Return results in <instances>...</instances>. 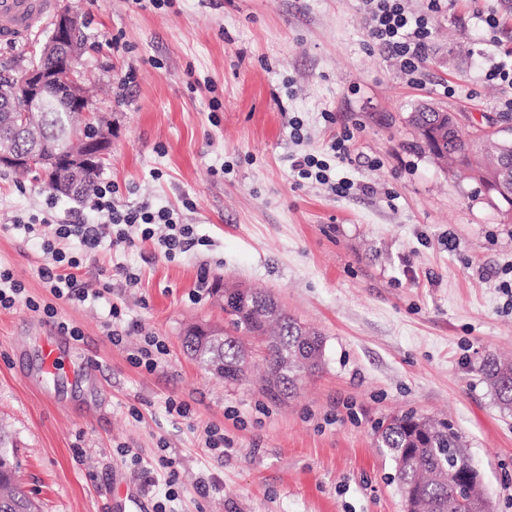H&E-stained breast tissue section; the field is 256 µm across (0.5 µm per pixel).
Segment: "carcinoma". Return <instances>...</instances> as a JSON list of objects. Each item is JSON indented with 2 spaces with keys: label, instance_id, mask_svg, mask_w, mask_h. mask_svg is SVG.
Masks as SVG:
<instances>
[{
  "label": "carcinoma",
  "instance_id": "cac0c4a2",
  "mask_svg": "<svg viewBox=\"0 0 512 512\" xmlns=\"http://www.w3.org/2000/svg\"><path fill=\"white\" fill-rule=\"evenodd\" d=\"M0 100L19 110L25 98L19 82L0 81ZM409 125L437 161L450 165L454 175L470 179L467 170L494 169L512 173V148H503L502 136L482 129L473 134L462 131L452 114L438 117L436 112H412ZM68 117L63 112H47L42 125L33 131H18L12 113L0 112V139L13 142L14 148L33 155L25 173L48 189L60 182L77 184L76 199L99 180L104 166L93 164L75 173L60 163L52 166L50 180L41 174V164L70 148L65 137ZM229 316L224 339L182 337L184 351L200 364L211 360L223 363L216 374L228 384L247 379L250 365L245 363L248 349L241 336L260 338L266 363L265 389L270 394L291 395L302 379L319 374L324 367L322 335L289 315L270 296L257 288L237 291L236 301L225 310ZM479 371L500 409L512 412V363L494 355L483 359ZM462 436L446 422H437L414 411L401 412L378 427L376 447L384 450L393 464L394 480L404 512H479L478 503L489 497L484 487H471L461 493L456 474L471 464L463 451ZM9 436L0 433V512H37L36 504L24 493L12 470Z\"/></svg>",
  "mask_w": 512,
  "mask_h": 512
}]
</instances>
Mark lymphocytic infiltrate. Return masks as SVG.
Masks as SVG:
<instances>
[{
	"mask_svg": "<svg viewBox=\"0 0 512 512\" xmlns=\"http://www.w3.org/2000/svg\"><path fill=\"white\" fill-rule=\"evenodd\" d=\"M368 21V36L397 60L401 71L417 78L423 70L432 40V22L444 7L445 0H427L425 13H411L405 0H361ZM349 135L333 138L327 152L305 153L293 158L291 170L301 180L324 186L336 195L347 194L353 187L349 179L332 177L334 164L350 161ZM115 183L99 182L88 203L93 220L82 214L59 216L52 194H45L39 208L14 217L12 230L42 241L45 261L38 268L43 288L52 297L51 303L40 304L24 297L25 286L15 278L11 268L0 265V308L9 309L26 302L32 311L56 319L55 301L81 304L100 298V291L90 289L79 275L89 264L98 263L102 240H110L113 249L134 247L136 241L151 242L165 258L172 259L194 247L205 245L193 225L183 222L172 208H153L151 204L126 205L119 201Z\"/></svg>",
	"mask_w": 512,
	"mask_h": 512,
	"instance_id": "f902f5d3",
	"label": "lymphocytic infiltrate"
}]
</instances>
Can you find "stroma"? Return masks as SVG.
Here are the masks:
<instances>
[{
    "mask_svg": "<svg viewBox=\"0 0 512 512\" xmlns=\"http://www.w3.org/2000/svg\"><path fill=\"white\" fill-rule=\"evenodd\" d=\"M70 4L84 18L91 110L112 123L104 179L127 204L181 210L207 243L171 261L148 242L122 254L101 244V261L138 285L115 273L92 304L54 302L82 331L70 358L93 362L92 380L39 385L38 339L52 322L22 302L0 309V421L41 512H156L163 455L178 471L169 512H403L374 438L407 410L448 419L494 512H512V412L476 371L486 355L512 359L500 289L512 283V221L436 163L406 121L428 103L466 128L501 122L512 91L482 79L473 0H449L417 83L369 38L359 0ZM346 128L352 160L336 175L351 193L297 183L290 156L325 150ZM44 192L0 170V263L42 303L39 240L3 226ZM218 283L264 289L317 330L323 371L275 397L259 377L227 384L192 359L186 326L225 324ZM113 305L131 326L118 344L104 327ZM152 335L167 352L149 372L128 356ZM170 398L187 416L167 412ZM209 428L226 439L223 457L205 446Z\"/></svg>",
    "mask_w": 512,
    "mask_h": 512,
    "instance_id": "35a3bbf8",
    "label": "stroma"
}]
</instances>
